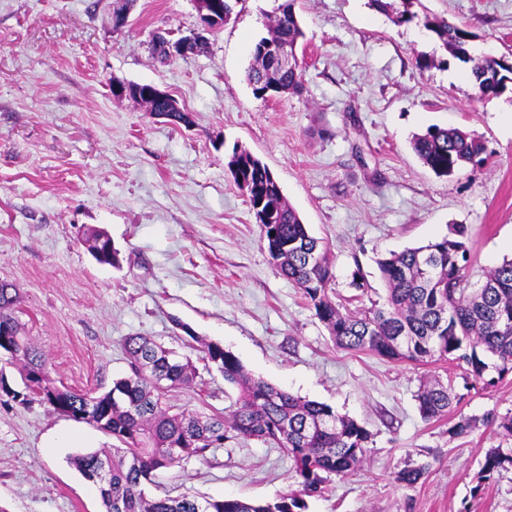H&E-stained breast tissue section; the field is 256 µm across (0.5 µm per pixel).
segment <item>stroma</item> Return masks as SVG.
I'll return each instance as SVG.
<instances>
[{"label": "stroma", "mask_w": 512, "mask_h": 512, "mask_svg": "<svg viewBox=\"0 0 512 512\" xmlns=\"http://www.w3.org/2000/svg\"><path fill=\"white\" fill-rule=\"evenodd\" d=\"M282 0H238L201 52L160 62L158 29L199 25L195 0H135L114 28L112 0H0V281L19 290L13 315L54 384L100 395L130 371L126 338L146 336L189 359L191 386L169 394L209 415L238 394L201 343L231 351L252 377L332 407L372 435L358 469L332 477L306 512H512V467L479 475L488 449L512 450V373L487 383L451 362H397L334 344L300 289L272 264L261 227L228 161L237 148L265 163L288 203L326 248L333 301H383L378 258L468 228V276L512 258V83L479 97L468 65L431 32L398 26L370 0H296L303 90L262 100L247 81L255 42ZM464 25L474 54L512 62V0H421ZM439 58L429 69L415 58ZM167 91L190 125L154 117L113 82ZM481 140L486 163L436 176L412 150L429 126ZM106 230L119 267L99 265L83 231ZM369 282L352 287L354 273ZM0 512H104L77 456L115 446L110 433L25 392L0 352ZM459 403L424 420L427 378ZM494 424L450 439L461 416ZM73 441L51 448V432ZM425 467L406 486L397 474ZM282 450L236 437L205 457L157 472L147 496L271 501L295 488Z\"/></svg>", "instance_id": "obj_1"}]
</instances>
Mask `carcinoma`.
<instances>
[{"label": "carcinoma", "mask_w": 512, "mask_h": 512, "mask_svg": "<svg viewBox=\"0 0 512 512\" xmlns=\"http://www.w3.org/2000/svg\"><path fill=\"white\" fill-rule=\"evenodd\" d=\"M296 0H284L266 37L254 46V65L248 73L255 97L266 100L302 89L299 69H281L273 61L276 47H293L304 37L295 12ZM417 0H371L372 5L392 13L398 25L421 24L436 35L452 58L470 65L480 95L497 94L496 69L485 58L469 54L466 27L442 18L419 17L413 11ZM413 149L438 177L452 175L468 165L483 162L484 144L466 131L430 127L415 136ZM267 166L230 170L233 180L248 177L253 204H262L273 219L261 224L269 256L280 273L294 282L327 326L336 347L371 352L394 361H452L467 365V374L478 381L494 370L512 372V260L490 270L476 288L470 287V252L467 229L458 225L450 234L424 246L392 253L377 260L386 285L382 304L349 309L336 304L328 294L332 278L326 249L310 235L299 215L266 175ZM99 230L84 234L88 248L97 251L101 265H119V252L108 242H98ZM18 289L0 282V350L22 363L26 388L70 417L92 408L87 423L112 434L120 447L112 455L91 453L76 464L84 477L107 468L109 492L101 495L105 512H304L306 498L320 495L333 475L353 472L363 460L370 432L328 405L290 395L252 378L230 351L208 343L202 359L215 365L224 380L238 388L232 410L201 418L173 411L167 392L189 386L195 377L190 360H181L144 336L125 342L130 357L129 375L113 382L112 389L94 396L61 390L52 385L45 360L26 342L18 321L11 314ZM492 357L488 362L478 354ZM419 411L426 421L448 416L455 396L440 384H425L417 392ZM485 420L461 416L448 428L451 439L479 429ZM242 436L273 444L293 463L297 488L272 502L242 499H198L188 495L149 498L144 486L161 469L179 466L191 458H203L212 448L224 447L230 436ZM512 466V454L492 448L485 455L480 479Z\"/></svg>", "instance_id": "carcinoma-1"}]
</instances>
